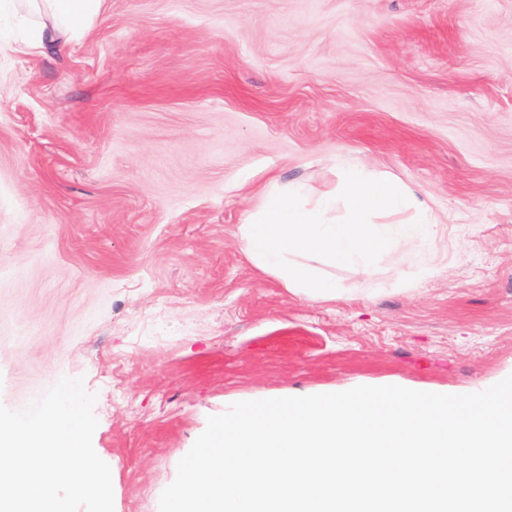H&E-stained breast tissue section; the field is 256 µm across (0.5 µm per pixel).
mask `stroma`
I'll return each instance as SVG.
<instances>
[{"mask_svg":"<svg viewBox=\"0 0 512 512\" xmlns=\"http://www.w3.org/2000/svg\"><path fill=\"white\" fill-rule=\"evenodd\" d=\"M17 37L0 14V404L82 378L114 512H159L233 403L512 375V0H102L53 50ZM350 165L437 234L295 295L238 227Z\"/></svg>","mask_w":512,"mask_h":512,"instance_id":"35a3bbf8","label":"stroma"}]
</instances>
